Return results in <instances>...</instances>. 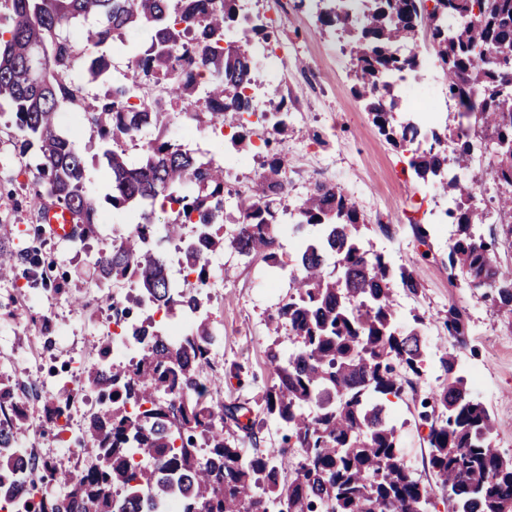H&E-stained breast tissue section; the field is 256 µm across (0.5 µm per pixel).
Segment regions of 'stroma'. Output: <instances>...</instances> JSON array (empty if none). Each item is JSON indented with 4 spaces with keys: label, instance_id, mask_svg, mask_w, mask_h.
Segmentation results:
<instances>
[{
    "label": "stroma",
    "instance_id": "35a3bbf8",
    "mask_svg": "<svg viewBox=\"0 0 512 512\" xmlns=\"http://www.w3.org/2000/svg\"><path fill=\"white\" fill-rule=\"evenodd\" d=\"M251 14L265 16L276 38L269 46L270 61L286 57L288 64L276 81H269L265 67H258L255 95H263L276 85L293 114L290 132L281 144L288 156V192L298 200L310 182L322 179L350 190L367 225L364 240L374 250L388 252L394 262L414 268L418 294L395 292L396 323L411 326L413 315L423 316L422 338L427 363L414 393L391 406L401 428L404 460L423 485L431 487L430 512H449L446 497L434 490L427 442L429 427L420 417L421 402L430 397L442 381L439 358L448 338L442 318L449 304L465 307L474 329L467 350L460 356L465 375H478L473 394L486 404L496 420L495 442L504 454H512V326L494 313L470 289L448 281V246L457 237L456 224L439 221L448 201L415 180L408 167L409 152L380 135L372 124L363 101L352 92L351 62L336 34L326 32L317 20L315 0L301 11L285 13L280 0H247ZM174 129L185 148L216 163L235 156L231 144L217 146L210 128L185 126L181 103H174ZM14 118L0 115V224L9 225L21 246H36L56 260L55 276L65 277L66 291L58 293L42 286H28L24 278L0 280V330L9 331L11 354L18 361L9 379L16 385L43 384L58 391L78 362L89 358L95 339L88 333L91 320H105L112 310L91 308L88 290L93 271L84 254L73 251L66 240L42 234L33 237L40 209L33 203V174L25 165L13 162ZM320 140H312L311 130ZM85 160L87 183L96 198L108 193L102 159L103 146L89 130L75 131ZM430 226L433 255L421 258L412 223ZM389 232H382V225ZM224 267L217 277L224 285L208 291L205 309L224 337L223 357L207 377L220 384L225 403H256L274 382L267 353L270 345L285 352L293 350L297 339L289 332L269 336L266 321L289 296L287 275L270 279L261 259L239 258L224 250ZM53 322L57 337L40 342L41 366L28 368L25 359L30 339L39 335L43 321Z\"/></svg>",
    "mask_w": 512,
    "mask_h": 512
}]
</instances>
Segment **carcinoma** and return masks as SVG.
<instances>
[{"label": "carcinoma", "instance_id": "1", "mask_svg": "<svg viewBox=\"0 0 512 512\" xmlns=\"http://www.w3.org/2000/svg\"><path fill=\"white\" fill-rule=\"evenodd\" d=\"M8 24L0 27V115H14L18 155L34 154V178L47 197L76 216L68 238L88 251L95 228L108 218L85 181V161L65 128L64 113L104 142L154 135L131 159L114 145L103 152L112 183V211L137 218L135 229L97 257V286L132 280L134 302L147 299L187 320L188 334L169 340L148 320L139 323L147 341L136 359L108 367L88 362L83 377L98 406L86 421L84 450L98 469L65 471L43 465L31 493L13 484L19 512H154L173 491L186 512H428L430 491L405 464L397 424L387 403L415 390L427 352L424 318L397 332L393 298L420 283L413 270L396 266L364 246L353 195L337 183L314 180L296 203L288 200V160L269 151L238 195L237 215L224 211V167L203 161L168 135L167 103L177 99L198 111L192 118L213 129H230L239 147L249 140L243 115L252 111L257 44L270 43L261 18L241 30L238 0H3ZM317 20L340 35L352 61L354 91L378 132L410 149L414 177L448 197L458 237L448 246V280L464 284L512 321V268L500 249L512 247V0H361L352 20L351 0H320ZM427 28L446 79L457 121L442 130L421 129L390 79L419 66L417 37ZM139 37L145 49L132 57L124 80L85 102L66 75L81 67L87 81L103 75L109 57ZM482 94L475 98L473 90ZM270 134H288V112L267 119ZM496 141L492 176L498 182L496 222L489 237L472 232L489 212L473 204V140ZM165 213L162 240L148 242L156 209ZM300 236L289 271L293 293L268 320L269 332L287 328L299 339L289 353L274 347L268 361L276 382L265 391L259 420L240 405H225L203 380L212 367L208 347L219 335L200 313V295L214 278L208 254L228 247L259 257L269 276L285 269V219ZM237 225L226 239L215 229ZM319 226L318 237L304 235ZM202 238L204 252L188 245L181 264L195 280L176 285L168 276L166 245ZM28 264L24 277L52 285L55 261L36 249L16 250L0 233V279L14 275L12 260ZM442 324L449 347L440 357L444 380L422 401L429 424V463L437 488L448 493L450 512H512V455L493 443L495 421L457 372V355L473 328L465 308L448 305ZM45 415L69 411L64 394L44 395ZM272 419L288 429L285 448L250 451L224 436L232 423L253 440ZM15 424L0 426V481L24 469L14 455ZM295 455L294 477L285 480V459ZM32 508H27V505Z\"/></svg>", "mask_w": 512, "mask_h": 512}]
</instances>
